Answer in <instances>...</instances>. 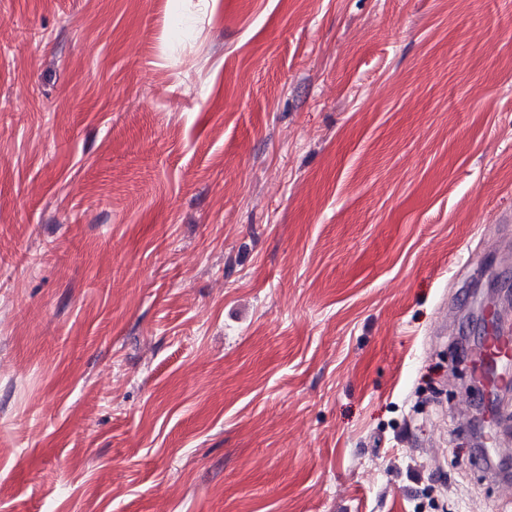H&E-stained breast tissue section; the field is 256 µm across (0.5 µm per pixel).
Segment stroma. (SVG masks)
<instances>
[{"instance_id":"stroma-1","label":"stroma","mask_w":512,"mask_h":512,"mask_svg":"<svg viewBox=\"0 0 512 512\" xmlns=\"http://www.w3.org/2000/svg\"><path fill=\"white\" fill-rule=\"evenodd\" d=\"M512 0H0V512H500ZM477 353L478 358L488 357L505 365L512 361V337L506 336L505 328H500L493 333Z\"/></svg>"}]
</instances>
